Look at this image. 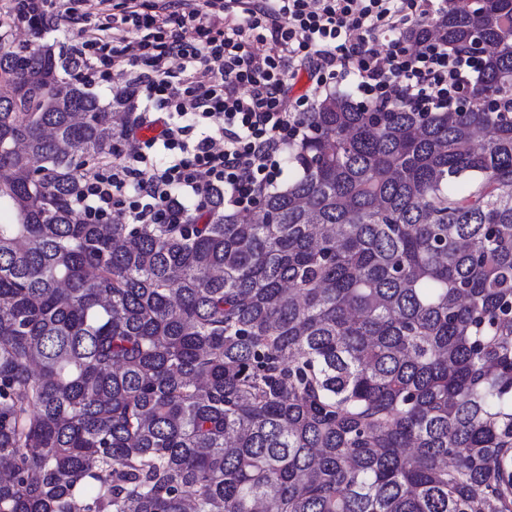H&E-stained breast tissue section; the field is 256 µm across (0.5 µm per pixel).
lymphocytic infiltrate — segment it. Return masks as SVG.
<instances>
[{
  "mask_svg": "<svg viewBox=\"0 0 512 512\" xmlns=\"http://www.w3.org/2000/svg\"><path fill=\"white\" fill-rule=\"evenodd\" d=\"M107 2L64 0L62 19L84 26L68 67L86 86L121 77L134 127L149 134L83 176L84 218L98 224H185V198L203 207L216 190L251 211L281 175L302 112L336 77L355 76L376 105L453 112L480 67L434 37L406 47L412 17L441 14L439 0H126L118 18Z\"/></svg>",
  "mask_w": 512,
  "mask_h": 512,
  "instance_id": "lymphocytic-infiltrate-1",
  "label": "lymphocytic infiltrate"
}]
</instances>
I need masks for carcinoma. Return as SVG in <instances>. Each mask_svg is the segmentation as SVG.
Wrapping results in <instances>:
<instances>
[{"mask_svg":"<svg viewBox=\"0 0 512 512\" xmlns=\"http://www.w3.org/2000/svg\"><path fill=\"white\" fill-rule=\"evenodd\" d=\"M431 26L467 110L329 92L188 224L82 221L134 100L0 47V512H512V0Z\"/></svg>","mask_w":512,"mask_h":512,"instance_id":"obj_1","label":"carcinoma"}]
</instances>
